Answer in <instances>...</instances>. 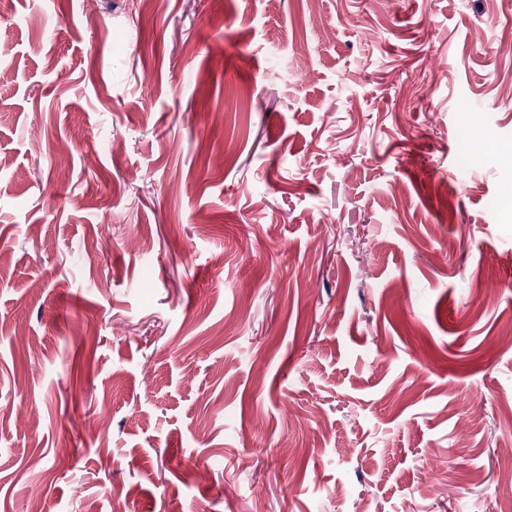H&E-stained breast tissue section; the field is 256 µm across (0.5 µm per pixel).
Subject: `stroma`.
Wrapping results in <instances>:
<instances>
[{
	"mask_svg": "<svg viewBox=\"0 0 512 512\" xmlns=\"http://www.w3.org/2000/svg\"><path fill=\"white\" fill-rule=\"evenodd\" d=\"M0 15V512H512V0Z\"/></svg>",
	"mask_w": 512,
	"mask_h": 512,
	"instance_id": "obj_1",
	"label": "stroma"
}]
</instances>
